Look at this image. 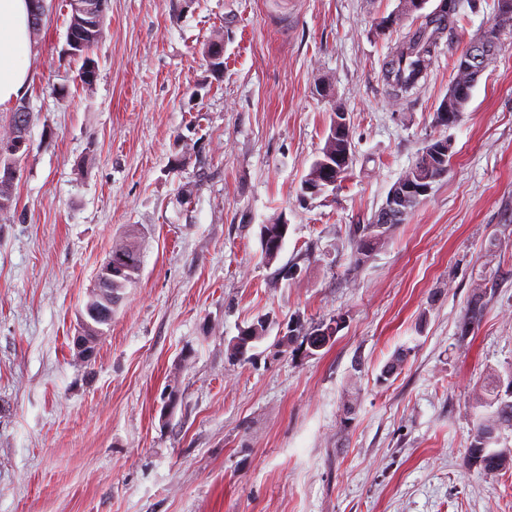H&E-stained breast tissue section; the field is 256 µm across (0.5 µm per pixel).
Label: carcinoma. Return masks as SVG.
I'll use <instances>...</instances> for the list:
<instances>
[{
	"mask_svg": "<svg viewBox=\"0 0 512 512\" xmlns=\"http://www.w3.org/2000/svg\"><path fill=\"white\" fill-rule=\"evenodd\" d=\"M461 0H443L440 12L425 16L424 22L417 26L409 38L392 54L385 67L384 77L391 88V95L401 100L409 97L420 88V81L412 80L411 70L403 69L404 61L415 58V65L428 69L433 63L440 40L449 25L460 18ZM105 14L99 13L88 19L78 11L71 12L68 29L80 33L82 46L72 59L81 62L78 71L80 85L90 88L88 77L96 73L97 63L91 51L104 36ZM512 32V9L504 15L494 16L493 22L484 31L482 38L470 43L454 61L455 76L451 85L461 90L458 99H444L442 104L448 111L460 116L471 98V92L479 77L486 69L497 51L501 37ZM33 118L26 103H19L11 115L8 130L0 137V143L22 129H29ZM351 146L350 134L336 138L327 134L320 153H335ZM0 212L12 209L15 196L14 184L17 173H7V169L16 168V157L5 156L0 159ZM448 172V163L426 161L425 154L404 172L406 176L418 173L430 179L434 184ZM422 200L413 196L404 205L398 216L383 220V212H377L366 224H353L349 227V236L353 242V266L358 267L371 258L376 251L387 242L394 227L406 221ZM288 225L275 219L263 225L262 234L266 236V244L261 246L264 258L272 262L279 256L281 249H272L271 244L285 239ZM112 256L122 255L127 259L124 271L115 275L110 263L106 262L97 274V284L88 295L84 306L81 325L85 334L95 338L101 336L104 327L112 323V307L120 300L125 288L133 282L141 268V253L138 247L129 240H117L112 245ZM487 288L481 286L474 290L467 302L466 309L459 326V340L465 341L470 331L481 324L487 309ZM265 337L263 323L257 322L246 328L236 343L229 344L230 356L238 360L246 359V355L254 348V344ZM512 370L508 377L496 369L487 371L482 382L476 384L469 397V408L472 410L474 423L471 428L470 443L467 448L466 464L486 477H495L500 472L512 468Z\"/></svg>",
	"mask_w": 512,
	"mask_h": 512,
	"instance_id": "1",
	"label": "carcinoma"
}]
</instances>
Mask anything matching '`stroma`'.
<instances>
[{
	"label": "stroma",
	"instance_id": "stroma-1",
	"mask_svg": "<svg viewBox=\"0 0 512 512\" xmlns=\"http://www.w3.org/2000/svg\"><path fill=\"white\" fill-rule=\"evenodd\" d=\"M477 2L396 102L384 68L412 24L375 23L398 0H107L89 90L63 54L69 8L46 0L0 213V512H512V469L486 482L465 464L469 394L512 367V39L458 124L433 119L453 53L492 21ZM217 33L220 73L204 54ZM338 104L353 166L302 195ZM445 137L447 175L353 267L349 226ZM277 217L288 235L270 263L260 232ZM128 235L142 268L88 365L72 339ZM259 320L265 339L231 360ZM334 322L320 350L289 336ZM400 348L405 368L381 380ZM16 156H5L0 159V212H8L12 209L15 196H14V184L17 179V168H16ZM9 168L13 169V173L7 175ZM486 296L487 288H483L479 285L477 289L474 290L471 298L467 302V306L459 326L460 339H466L471 329V333H474L475 329H477L481 324L487 309L488 300Z\"/></svg>",
	"mask_w": 512,
	"mask_h": 512
}]
</instances>
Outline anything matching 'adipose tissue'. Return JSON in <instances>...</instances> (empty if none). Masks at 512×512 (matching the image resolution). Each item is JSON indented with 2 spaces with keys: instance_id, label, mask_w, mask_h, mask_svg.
<instances>
[{
  "instance_id": "1",
  "label": "adipose tissue",
  "mask_w": 512,
  "mask_h": 512,
  "mask_svg": "<svg viewBox=\"0 0 512 512\" xmlns=\"http://www.w3.org/2000/svg\"><path fill=\"white\" fill-rule=\"evenodd\" d=\"M29 26L28 0H0V112L11 111L31 91Z\"/></svg>"
}]
</instances>
